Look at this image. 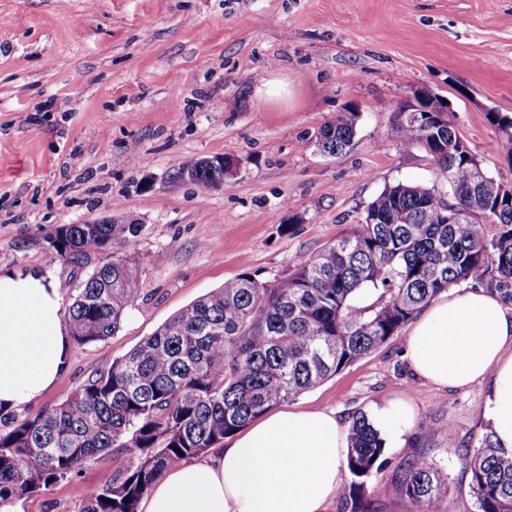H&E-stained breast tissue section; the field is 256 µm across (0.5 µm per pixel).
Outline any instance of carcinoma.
<instances>
[{"mask_svg":"<svg viewBox=\"0 0 512 512\" xmlns=\"http://www.w3.org/2000/svg\"><path fill=\"white\" fill-rule=\"evenodd\" d=\"M358 114L338 112L317 143L342 153ZM512 157V117L488 113ZM387 139L419 147L449 177L441 188L397 182L357 224L274 281L243 272L180 309L151 336L61 403L0 428V512L39 495L109 453L132 467L88 494L79 512H138L159 475L223 445L274 406L297 399L387 344L434 298L463 285L512 304V192L482 170L446 112H401ZM494 227L487 236L486 226ZM141 225L63 224L50 237L70 262L109 251L112 260L72 289L75 346L106 340L140 299L149 256L127 246ZM372 288L376 299L358 306ZM346 469L360 492L388 461L367 415L352 416ZM478 512H512V449L486 432L462 456ZM394 490L412 512H434L448 490L422 457L397 464Z\"/></svg>","mask_w":512,"mask_h":512,"instance_id":"1","label":"carcinoma"}]
</instances>
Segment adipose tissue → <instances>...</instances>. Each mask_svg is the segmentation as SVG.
<instances>
[{"mask_svg": "<svg viewBox=\"0 0 512 512\" xmlns=\"http://www.w3.org/2000/svg\"><path fill=\"white\" fill-rule=\"evenodd\" d=\"M59 306L44 276L0 271V410L37 401L67 368L71 339ZM406 355L413 373L439 388L490 380L486 411L498 443L512 448V306L483 290L442 293L419 312ZM369 419L399 445L413 411L391 401ZM348 433L324 409L264 415L226 447L164 471L139 512H324L346 470Z\"/></svg>", "mask_w": 512, "mask_h": 512, "instance_id": "adipose-tissue-1", "label": "adipose tissue"}]
</instances>
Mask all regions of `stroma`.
Listing matches in <instances>:
<instances>
[{"mask_svg":"<svg viewBox=\"0 0 512 512\" xmlns=\"http://www.w3.org/2000/svg\"><path fill=\"white\" fill-rule=\"evenodd\" d=\"M282 101L259 98L271 77ZM447 100L460 135L498 182L512 158L492 112L512 114V0H0V269L70 290L101 261L58 258L62 224L137 220L148 254L142 295L106 341L72 347L70 366L31 419L124 356L175 312L243 272L272 281L336 241L367 203L403 181L433 187L424 150L387 140L414 90ZM359 113L350 149L323 155L319 129ZM233 157L236 177L206 192L169 184L174 168ZM406 332L294 400L356 412L403 400L414 423L362 491L378 512H410L394 464L421 456L448 473L441 512H478L462 464L490 428L488 382L440 389L418 379ZM130 461L106 455L15 512H79Z\"/></svg>","mask_w":512,"mask_h":512,"instance_id":"stroma-1","label":"stroma"}]
</instances>
